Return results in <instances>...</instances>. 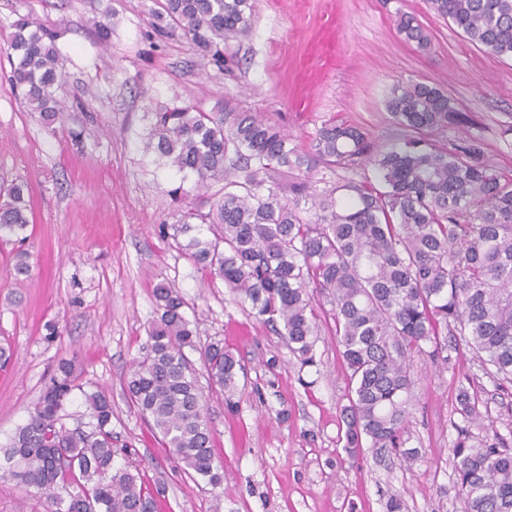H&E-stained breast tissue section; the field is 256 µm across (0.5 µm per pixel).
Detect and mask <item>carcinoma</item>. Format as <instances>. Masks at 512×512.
<instances>
[{"label":"carcinoma","mask_w":512,"mask_h":512,"mask_svg":"<svg viewBox=\"0 0 512 512\" xmlns=\"http://www.w3.org/2000/svg\"><path fill=\"white\" fill-rule=\"evenodd\" d=\"M430 8L476 46L512 58V0H429ZM160 16L204 49L247 36L256 0H164ZM395 24L422 49L430 37L417 18L396 9ZM58 34L26 17L13 24L10 49L19 61L12 81L24 104L50 129L64 112L53 93L62 76ZM404 129L401 142L374 149L354 127L325 125L304 151L288 146L280 127L248 112H204L194 105L154 112L143 138L158 158L197 177L224 182V196L206 213L186 212L174 234L207 225L213 239L183 245L195 264L251 305L256 318L288 340L303 365L314 363L317 302L330 305L340 355L348 370L341 407L348 456L368 447L402 449L414 398L411 361L425 355L448 363V337L463 340L492 374L512 383V178L483 159L481 144L454 151L427 136L448 127L453 107L434 84L408 81L387 101ZM365 165L372 176L326 190L288 171ZM28 185L0 187V239L22 243L29 225ZM157 319L130 366L128 402L161 437L170 459L190 478L217 488L223 465L213 451L207 396L191 354L211 390L229 400L241 360L224 344L200 345L188 303L168 283L153 289ZM76 365L62 362L9 442L0 446V477L34 490L51 512H142L153 497L139 470L114 467L128 453L112 435V401L86 395L87 431L63 422L76 388ZM450 448L461 512H512V449L479 438L469 427L482 414L477 397L459 390Z\"/></svg>","instance_id":"1"}]
</instances>
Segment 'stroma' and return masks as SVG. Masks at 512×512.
Returning a JSON list of instances; mask_svg holds the SVG:
<instances>
[{
  "label": "stroma",
  "mask_w": 512,
  "mask_h": 512,
  "mask_svg": "<svg viewBox=\"0 0 512 512\" xmlns=\"http://www.w3.org/2000/svg\"><path fill=\"white\" fill-rule=\"evenodd\" d=\"M160 3L0 0V182L29 184L31 266L28 276H16L17 246L0 242V345L12 349L0 368V443L26 419L59 363L71 360L79 378L65 425L87 426L86 394L105 393L112 431L130 451L116 463L138 466L148 489L163 486L159 512H385L396 493L403 512H461L450 454L459 390L477 394L488 411L474 434H499L512 447V385L500 388L462 343L445 365L414 357L415 397L402 440L418 450L416 462L407 467L394 454L370 451L349 458L340 418L348 383L332 319L321 315L314 363L301 365L284 337L210 279L177 238L162 236L161 224L189 209L208 211L223 190L218 183L196 189L194 176L153 165L139 134L146 113L191 104L259 115L301 150L331 122L356 127L383 148L402 135L386 106L392 88L420 80L445 91L454 107L431 142L451 150L477 140L486 162L512 176V60L475 47L427 0H258L251 32L225 40L219 65L180 30L154 31ZM399 7L428 30V51L398 34ZM331 9L339 61L310 111H293L295 80L319 65L308 44ZM106 12L112 35L102 43L91 21ZM20 15L59 34L65 122L53 131L11 81L8 43ZM161 281L185 297L201 344L224 342L246 368L232 405L217 394L209 401L214 452L224 465L217 489L176 468L126 400L125 375L148 340ZM50 321L61 331L51 341Z\"/></svg>",
  "instance_id": "stroma-1"
}]
</instances>
